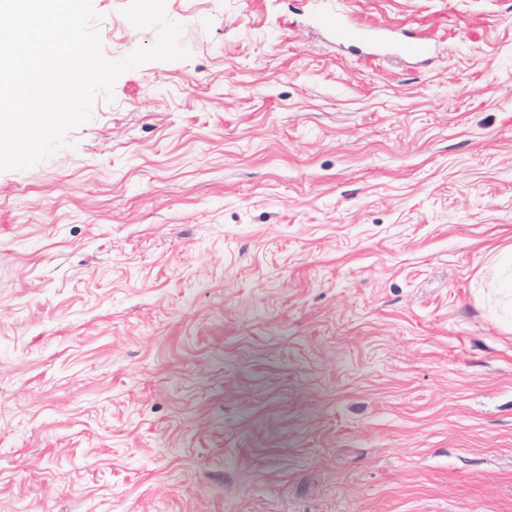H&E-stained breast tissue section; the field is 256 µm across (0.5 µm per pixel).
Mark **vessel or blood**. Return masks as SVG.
<instances>
[{"instance_id": "obj_1", "label": "vessel or blood", "mask_w": 512, "mask_h": 512, "mask_svg": "<svg viewBox=\"0 0 512 512\" xmlns=\"http://www.w3.org/2000/svg\"><path fill=\"white\" fill-rule=\"evenodd\" d=\"M322 21L335 34L338 42L352 47L362 46L372 56H377L390 50L422 59L428 58L431 54V47L426 39L409 36L395 43L390 42L384 31L366 30L345 23L342 19V11L338 8L326 11Z\"/></svg>"}]
</instances>
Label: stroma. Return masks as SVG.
Listing matches in <instances>:
<instances>
[{
    "label": "stroma",
    "instance_id": "obj_1",
    "mask_svg": "<svg viewBox=\"0 0 512 512\" xmlns=\"http://www.w3.org/2000/svg\"><path fill=\"white\" fill-rule=\"evenodd\" d=\"M322 7L165 0L0 172V512H512V0ZM336 0V9L331 8L322 17L323 24L331 30L336 41L351 47L358 45L366 48L371 56H378L391 49L415 58L428 59L431 47L426 39L417 36H407L394 44L389 41L384 30H365L358 26L346 24L342 20V10Z\"/></svg>",
    "mask_w": 512,
    "mask_h": 512
}]
</instances>
